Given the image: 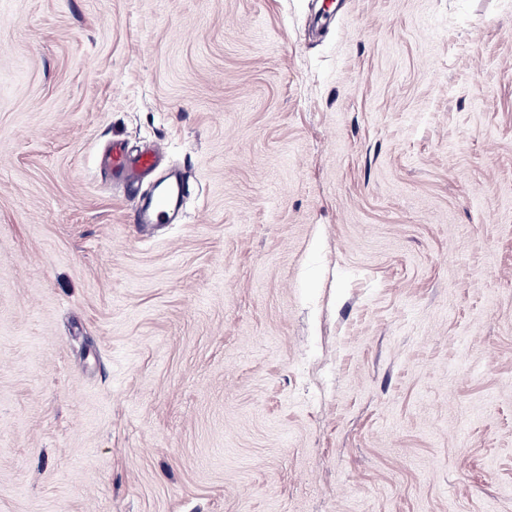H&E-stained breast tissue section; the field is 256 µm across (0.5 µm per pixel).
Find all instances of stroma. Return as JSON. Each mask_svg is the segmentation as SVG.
Masks as SVG:
<instances>
[{"label":"stroma","mask_w":512,"mask_h":512,"mask_svg":"<svg viewBox=\"0 0 512 512\" xmlns=\"http://www.w3.org/2000/svg\"><path fill=\"white\" fill-rule=\"evenodd\" d=\"M0 512H512V0H0ZM164 155L165 147L160 142L135 154L113 146L106 152L105 165L113 179L146 177L156 170ZM194 189L186 172H175L155 187L153 197L135 212L133 222L143 226L178 224L184 198Z\"/></svg>","instance_id":"obj_1"}]
</instances>
